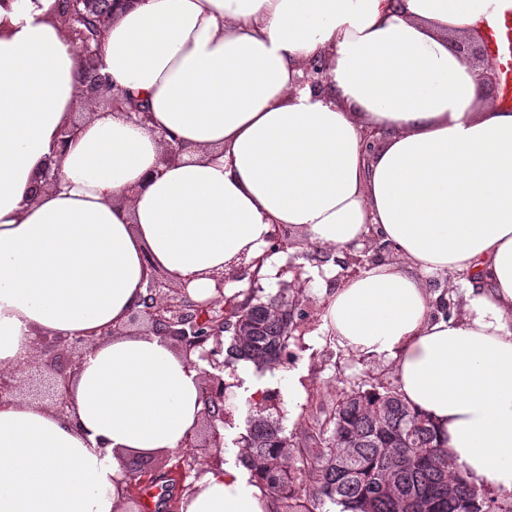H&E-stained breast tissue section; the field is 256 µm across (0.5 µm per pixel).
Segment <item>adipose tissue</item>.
<instances>
[{
	"label": "adipose tissue",
	"instance_id": "ef3b65f1",
	"mask_svg": "<svg viewBox=\"0 0 512 512\" xmlns=\"http://www.w3.org/2000/svg\"><path fill=\"white\" fill-rule=\"evenodd\" d=\"M54 0L0 5V370L23 384L39 339L113 334L69 382L70 426L0 407V512H126L123 461L180 448L203 379L155 332L130 333L151 270L197 300L261 255L274 225L341 250L371 233L401 263L338 285L336 343L391 356L398 390L473 477L512 492V112L456 52L512 0H135L102 44L113 92L148 104L86 119ZM328 58L330 81L304 85ZM384 140L365 158L361 132ZM184 146L164 157L160 133ZM60 187L36 190L47 160ZM427 274H455L460 319L430 314ZM239 471L206 473L180 512H271ZM303 68L305 72L304 82L309 83L313 88L320 89L328 80L327 59L321 54L309 59Z\"/></svg>",
	"mask_w": 512,
	"mask_h": 512
}]
</instances>
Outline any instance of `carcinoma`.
Instances as JSON below:
<instances>
[{
  "mask_svg": "<svg viewBox=\"0 0 512 512\" xmlns=\"http://www.w3.org/2000/svg\"><path fill=\"white\" fill-rule=\"evenodd\" d=\"M112 9L98 0L96 12L74 10L75 24L101 39L96 13ZM224 332L231 334L224 364L240 361L263 369L288 354L295 331L296 300L280 293L263 301L253 290L224 297ZM315 447L288 465L290 441L278 417L249 410L239 462L263 485L276 512H312L330 503L338 512H512V495H492L441 445L432 421L410 407L392 383H359L339 394L325 418L308 416Z\"/></svg>",
  "mask_w": 512,
  "mask_h": 512,
  "instance_id": "cac0c4a2",
  "label": "carcinoma"
}]
</instances>
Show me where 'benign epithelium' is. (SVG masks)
Listing matches in <instances>:
<instances>
[{
	"mask_svg": "<svg viewBox=\"0 0 512 512\" xmlns=\"http://www.w3.org/2000/svg\"><path fill=\"white\" fill-rule=\"evenodd\" d=\"M56 22L64 34L77 50L79 61L87 74L93 79L84 84V98L110 110H124L119 95L107 94L108 77L103 74L104 62L101 54L102 41H91L84 32L77 28L70 20L68 13L56 10ZM457 52L469 58L473 64L480 67L487 78V89L493 93L499 85V75L495 66L485 54L483 41L468 37L457 41ZM328 65L326 57L316 55L304 64V81L313 88H320L328 80ZM86 114L80 112L72 121L61 128L58 146L64 148L67 142L75 137L80 123ZM42 187L56 188L61 182L59 169L52 163H47L40 173ZM365 252L354 251L349 247L341 261L342 269L349 271L351 276L359 274L364 267ZM251 268V264L243 262L233 266L231 272H218L212 275L215 282L214 296L205 301V304L219 303L224 300V283L239 277L244 269ZM198 305L190 302L185 289L172 286L169 281L159 273L150 275L147 285V294L143 308L131 314L130 321L145 325L155 331L164 339L170 341L192 366H197L192 355L209 361L215 369L213 373L203 376L204 396L209 405L203 408L201 419L206 422L204 435L194 433L186 439L183 449L190 451L194 448H221L224 444V362L218 360L216 355L223 353L224 325L216 324L209 329L202 330V318L196 312ZM112 335V329L106 328L100 333H89L85 336L44 338L39 347L38 355L28 362V370L32 375L27 378V386L23 392L17 391L13 376L6 371H0V405L17 399L21 394L41 403L50 409L56 416L64 421L72 420V409L68 399V373L77 361L91 351L104 336ZM214 342L212 348H207L209 342Z\"/></svg>",
	"mask_w": 512,
	"mask_h": 512,
	"instance_id": "benign-epithelium-1",
	"label": "benign epithelium"
}]
</instances>
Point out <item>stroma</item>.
Returning a JSON list of instances; mask_svg holds the SVG:
<instances>
[{"label":"stroma","instance_id":"obj_1","mask_svg":"<svg viewBox=\"0 0 512 512\" xmlns=\"http://www.w3.org/2000/svg\"><path fill=\"white\" fill-rule=\"evenodd\" d=\"M291 236L298 242L292 254L276 253L271 270L256 281L244 278L238 286L245 290L259 288L264 297L291 288L303 312L300 333L292 341L283 364L274 369L262 372L252 370L245 375L236 366L225 369L227 389L224 393V418L228 427L224 431V446L217 450L198 449L192 466L175 472L177 484L172 491L174 499H181L186 488L196 484L204 473L212 471L215 463H222L226 468L237 466L243 447L241 438L246 433L248 402L257 382H265L268 392L274 394L285 434L291 442L298 443L304 439L302 415L315 414L322 407L331 408L337 394L354 383L363 380L392 383L396 380L394 358L361 357L325 336L323 313L326 293L322 286L305 278L293 280L291 275L281 272L286 263L305 264L307 256L313 251L312 244L304 240L301 232L292 231ZM288 380L301 390L299 399L293 402L288 401L281 389L282 382Z\"/></svg>","mask_w":512,"mask_h":512}]
</instances>
